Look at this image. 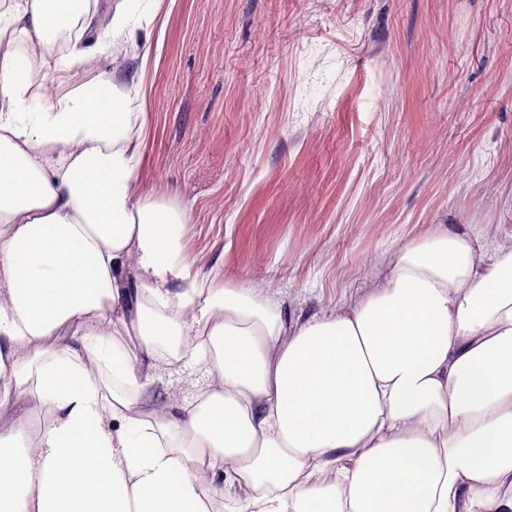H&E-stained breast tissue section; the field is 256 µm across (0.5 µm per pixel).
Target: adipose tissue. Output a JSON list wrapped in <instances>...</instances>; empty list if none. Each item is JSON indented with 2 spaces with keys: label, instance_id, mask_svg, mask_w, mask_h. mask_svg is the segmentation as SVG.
Listing matches in <instances>:
<instances>
[{
  "label": "adipose tissue",
  "instance_id": "adipose-tissue-1",
  "mask_svg": "<svg viewBox=\"0 0 512 512\" xmlns=\"http://www.w3.org/2000/svg\"><path fill=\"white\" fill-rule=\"evenodd\" d=\"M135 2L0 0V512H221L229 482L243 512H512V247L437 225L302 322L199 288L184 212L135 190L133 89L44 99ZM130 338L207 353L203 400L150 414Z\"/></svg>",
  "mask_w": 512,
  "mask_h": 512
}]
</instances>
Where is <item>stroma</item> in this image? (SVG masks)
I'll return each mask as SVG.
<instances>
[{
    "label": "stroma",
    "mask_w": 512,
    "mask_h": 512,
    "mask_svg": "<svg viewBox=\"0 0 512 512\" xmlns=\"http://www.w3.org/2000/svg\"><path fill=\"white\" fill-rule=\"evenodd\" d=\"M133 22L139 48L46 98L140 87L137 191L185 212L207 287L307 318L434 225L512 244V0H140ZM151 365L165 400L209 386L205 359Z\"/></svg>",
    "instance_id": "1"
}]
</instances>
